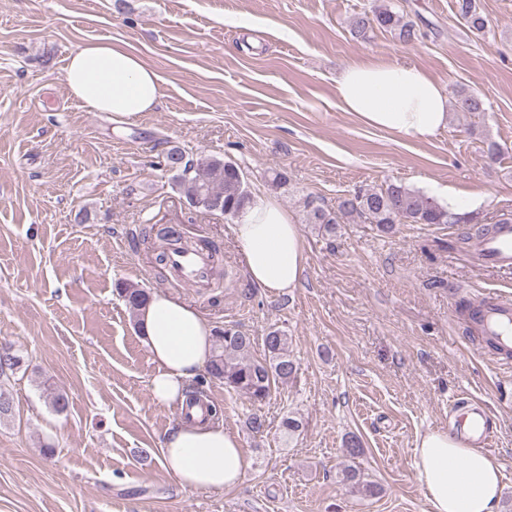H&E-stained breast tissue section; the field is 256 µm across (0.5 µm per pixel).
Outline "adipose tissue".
<instances>
[{"label": "adipose tissue", "mask_w": 512, "mask_h": 512, "mask_svg": "<svg viewBox=\"0 0 512 512\" xmlns=\"http://www.w3.org/2000/svg\"><path fill=\"white\" fill-rule=\"evenodd\" d=\"M70 95L92 112L131 117L161 103L160 75L135 53L109 42L73 51L64 68ZM342 111L366 127L409 143L433 139L448 123V94L422 69L391 62H353L336 76ZM231 234L249 282L279 295L299 287L306 270L300 229L268 195L253 196ZM140 329L156 372L155 401H185V391L208 361L213 327L193 306L162 291L151 292ZM164 468L185 489L224 491L239 485L246 460L238 436L223 422L178 421L161 450ZM415 468L429 512H499L502 473L483 449L460 447L447 431L416 440Z\"/></svg>", "instance_id": "obj_1"}]
</instances>
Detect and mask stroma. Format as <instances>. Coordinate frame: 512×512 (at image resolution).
Masks as SVG:
<instances>
[{"label": "stroma", "mask_w": 512, "mask_h": 512, "mask_svg": "<svg viewBox=\"0 0 512 512\" xmlns=\"http://www.w3.org/2000/svg\"><path fill=\"white\" fill-rule=\"evenodd\" d=\"M382 2L0 0V339L29 363L12 383L16 414L0 422V512H428L416 439L468 398L494 422L487 451L503 474L501 512H512V367L476 350L458 313L481 291L512 296V269L478 264L463 244L473 224H340L326 236L305 221L306 197L333 207L387 180L441 203L450 192L472 200L488 222L512 211V0H477L480 35L455 0H391L418 38H354L352 21ZM96 41L159 73L156 111L117 119L70 96L66 60ZM357 59L417 66L447 92L478 94L484 110L449 112L426 143L366 127L336 101V75ZM490 140L507 146L501 162H485ZM174 147L234 161L251 192L288 211L305 243L300 287L251 285L227 219L175 190ZM273 168L287 170V189L271 187ZM155 224L214 242L223 291L170 286L154 252L133 243ZM121 279L171 293L218 328L287 330L297 373L264 407L263 436L247 427L244 396L204 387L241 440L236 488L184 489L162 466L177 409L151 395L155 366ZM54 389L69 398L64 413L49 404ZM288 415L302 423L290 437L279 431ZM348 465L376 495L342 482Z\"/></svg>", "instance_id": "35a3bbf8"}]
</instances>
